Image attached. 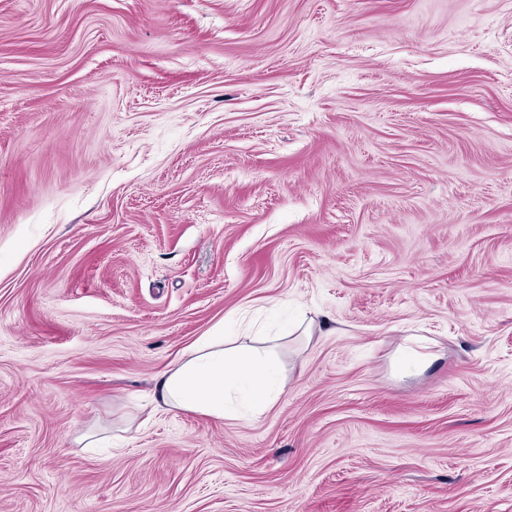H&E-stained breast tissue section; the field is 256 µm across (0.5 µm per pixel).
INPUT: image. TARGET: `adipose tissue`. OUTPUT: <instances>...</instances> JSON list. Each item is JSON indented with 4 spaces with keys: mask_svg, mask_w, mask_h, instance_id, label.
Here are the masks:
<instances>
[{
    "mask_svg": "<svg viewBox=\"0 0 512 512\" xmlns=\"http://www.w3.org/2000/svg\"><path fill=\"white\" fill-rule=\"evenodd\" d=\"M273 347L263 349L249 336H205L184 349L156 378L158 405L221 419L233 405L229 391L249 389L251 414L262 416L280 397L284 381L277 377Z\"/></svg>",
    "mask_w": 512,
    "mask_h": 512,
    "instance_id": "ef3b65f1",
    "label": "adipose tissue"
}]
</instances>
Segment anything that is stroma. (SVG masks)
<instances>
[{
    "label": "stroma",
    "mask_w": 512,
    "mask_h": 512,
    "mask_svg": "<svg viewBox=\"0 0 512 512\" xmlns=\"http://www.w3.org/2000/svg\"><path fill=\"white\" fill-rule=\"evenodd\" d=\"M0 512H512V0H0ZM250 336H204L184 349L156 378L158 406L224 419L233 412L229 390L245 384L251 415L262 416L284 392L272 357L275 345L261 351Z\"/></svg>",
    "instance_id": "1"
}]
</instances>
